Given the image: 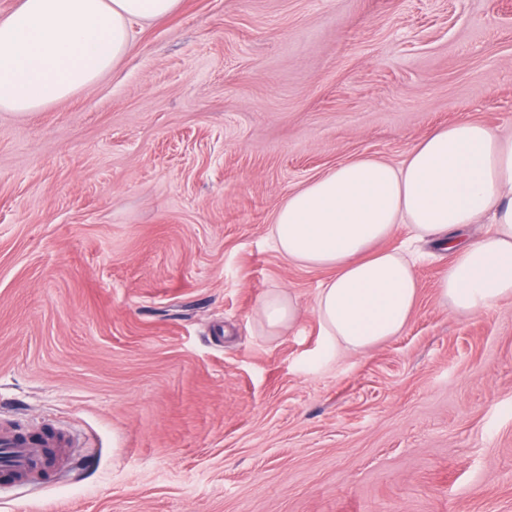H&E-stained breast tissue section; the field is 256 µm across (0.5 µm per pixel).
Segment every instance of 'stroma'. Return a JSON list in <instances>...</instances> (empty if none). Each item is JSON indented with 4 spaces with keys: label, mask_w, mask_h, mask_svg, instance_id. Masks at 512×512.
<instances>
[{
    "label": "stroma",
    "mask_w": 512,
    "mask_h": 512,
    "mask_svg": "<svg viewBox=\"0 0 512 512\" xmlns=\"http://www.w3.org/2000/svg\"><path fill=\"white\" fill-rule=\"evenodd\" d=\"M41 112H0V423L74 441L0 512H512V300L437 297L320 358L326 269L268 228L360 155L512 131V0H182ZM298 304L269 334L257 309ZM260 313L273 333L291 328L298 318L297 306L290 296L275 290L266 293L261 299Z\"/></svg>",
    "instance_id": "1"
}]
</instances>
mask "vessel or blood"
Wrapping results in <instances>:
<instances>
[{"mask_svg":"<svg viewBox=\"0 0 512 512\" xmlns=\"http://www.w3.org/2000/svg\"><path fill=\"white\" fill-rule=\"evenodd\" d=\"M73 443L63 432H28L0 425V450L6 460L0 464V477L16 484L44 480L50 469L59 467Z\"/></svg>","mask_w":512,"mask_h":512,"instance_id":"obj_1","label":"vessel or blood"}]
</instances>
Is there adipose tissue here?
<instances>
[{
    "label": "adipose tissue",
    "instance_id": "adipose-tissue-1",
    "mask_svg": "<svg viewBox=\"0 0 512 512\" xmlns=\"http://www.w3.org/2000/svg\"><path fill=\"white\" fill-rule=\"evenodd\" d=\"M180 0H21L0 19V111L40 112L95 84L131 47V24ZM474 241L458 237L478 223ZM451 252L439 298L471 315L512 299V133L463 120L428 133L397 165L361 156L290 193L268 234L289 263L332 270L314 312L329 355L401 335L419 295L398 229Z\"/></svg>",
    "mask_w": 512,
    "mask_h": 512
}]
</instances>
